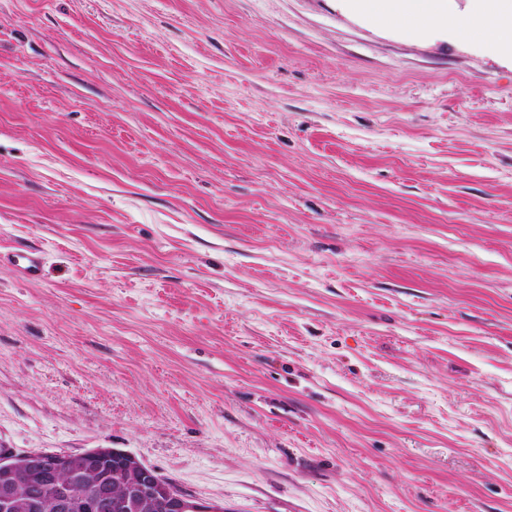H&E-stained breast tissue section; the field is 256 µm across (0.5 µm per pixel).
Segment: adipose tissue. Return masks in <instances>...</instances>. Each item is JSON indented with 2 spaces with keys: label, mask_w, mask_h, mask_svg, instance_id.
Returning a JSON list of instances; mask_svg holds the SVG:
<instances>
[{
  "label": "adipose tissue",
  "mask_w": 512,
  "mask_h": 512,
  "mask_svg": "<svg viewBox=\"0 0 512 512\" xmlns=\"http://www.w3.org/2000/svg\"><path fill=\"white\" fill-rule=\"evenodd\" d=\"M381 8L389 19L414 15L461 28H477L482 41L497 53L512 57V0H471L466 14L449 13L445 0H383Z\"/></svg>",
  "instance_id": "1"
}]
</instances>
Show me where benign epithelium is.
Instances as JSON below:
<instances>
[{"instance_id": "obj_1", "label": "benign epithelium", "mask_w": 512, "mask_h": 512, "mask_svg": "<svg viewBox=\"0 0 512 512\" xmlns=\"http://www.w3.org/2000/svg\"><path fill=\"white\" fill-rule=\"evenodd\" d=\"M118 456L140 473L137 482L126 494L112 501V494L90 499L79 489L78 462L106 463ZM44 463L45 477L55 485V508L58 512H142L147 507L159 512H224V508L204 506L173 485H165L151 477L152 470L133 455L119 448H90L71 453L44 450H25L0 447V509L10 512L13 508V477L26 470L34 459Z\"/></svg>"}]
</instances>
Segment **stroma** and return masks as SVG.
Listing matches in <instances>:
<instances>
[{
	"mask_svg": "<svg viewBox=\"0 0 512 512\" xmlns=\"http://www.w3.org/2000/svg\"><path fill=\"white\" fill-rule=\"evenodd\" d=\"M0 444L224 512H512V60L352 0H0ZM8 261L23 281L35 283L41 280L44 271V257L41 251L20 249L14 252Z\"/></svg>",
	"mask_w": 512,
	"mask_h": 512,
	"instance_id": "35a3bbf8",
	"label": "stroma"
}]
</instances>
